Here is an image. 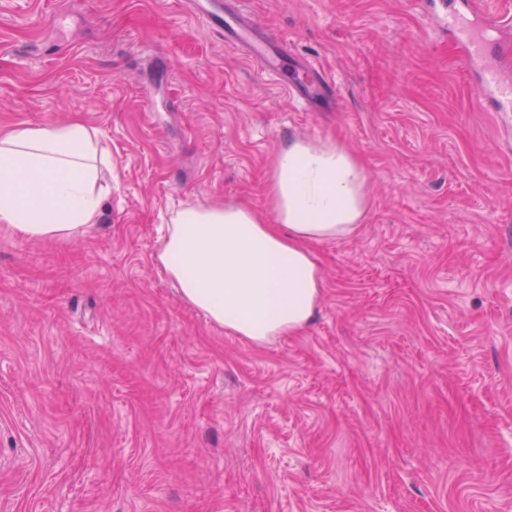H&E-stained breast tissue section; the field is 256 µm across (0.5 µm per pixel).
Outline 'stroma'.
<instances>
[{"label":"stroma","instance_id":"35a3bbf8","mask_svg":"<svg viewBox=\"0 0 512 512\" xmlns=\"http://www.w3.org/2000/svg\"><path fill=\"white\" fill-rule=\"evenodd\" d=\"M336 84L304 110L181 0H0V133L112 148L95 229L0 224V512H512V121L414 0H245ZM366 164L299 333L256 345L152 257L167 214L267 216L284 142Z\"/></svg>","mask_w":512,"mask_h":512}]
</instances>
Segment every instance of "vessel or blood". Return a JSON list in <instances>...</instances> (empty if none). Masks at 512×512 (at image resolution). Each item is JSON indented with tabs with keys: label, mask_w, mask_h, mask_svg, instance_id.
<instances>
[{
	"label": "vessel or blood",
	"mask_w": 512,
	"mask_h": 512,
	"mask_svg": "<svg viewBox=\"0 0 512 512\" xmlns=\"http://www.w3.org/2000/svg\"><path fill=\"white\" fill-rule=\"evenodd\" d=\"M190 12L211 31L224 36L226 46L232 47L251 63L258 73L279 79L284 91L302 105H309L319 93H334L336 84L316 66L298 63L294 79H286V65L290 49L285 41L271 31L256 26L240 6V0H187ZM465 7H457L441 15L440 22L453 35L459 48L458 59L463 67L478 70L482 88L472 102L474 110H485L495 103L504 112L512 111V79L494 66L479 67L490 43L485 32L502 33L512 27V11H480L478 25L465 19Z\"/></svg>",
	"instance_id": "vessel-or-blood-1"
}]
</instances>
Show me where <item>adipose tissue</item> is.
<instances>
[{
	"label": "adipose tissue",
	"mask_w": 512,
	"mask_h": 512,
	"mask_svg": "<svg viewBox=\"0 0 512 512\" xmlns=\"http://www.w3.org/2000/svg\"><path fill=\"white\" fill-rule=\"evenodd\" d=\"M112 152L82 121L0 135V224L28 240L72 238L99 224L112 192ZM369 175L345 144L292 139L267 185L269 218L238 204L172 212L153 260L183 302L262 344L302 330L324 279L313 245L354 236L371 207Z\"/></svg>",
	"instance_id": "ef3b65f1"
}]
</instances>
